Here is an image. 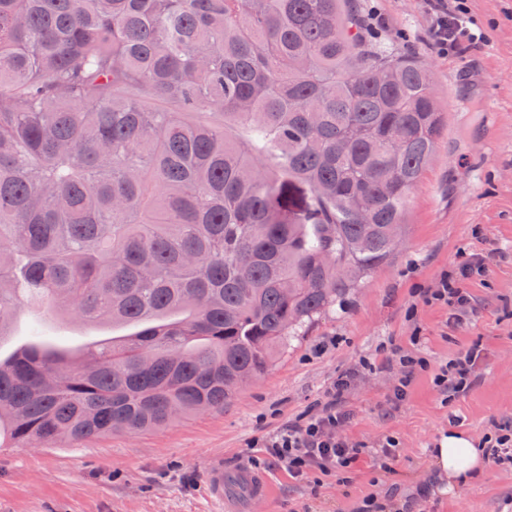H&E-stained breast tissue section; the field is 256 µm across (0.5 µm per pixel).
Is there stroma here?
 <instances>
[{"instance_id":"stroma-1","label":"stroma","mask_w":512,"mask_h":512,"mask_svg":"<svg viewBox=\"0 0 512 512\" xmlns=\"http://www.w3.org/2000/svg\"><path fill=\"white\" fill-rule=\"evenodd\" d=\"M466 4L481 39L462 55L441 56L428 44L426 0H360L362 13L382 18V45L428 64L446 116L439 147L410 195L403 246L360 274L223 410L139 434L0 448V512H216L207 490L210 464L223 461L228 474L249 467L262 455L258 438L306 413L350 370L357 377L344 396L349 419L338 434L374 447L397 438L391 469L365 455L349 481L330 476L316 485L272 466L265 470L269 498L243 501L237 512H363L373 499L409 503V512H512V466H486L448 492L433 480L429 456L448 426L481 439L496 425L512 424V0ZM465 254L486 258L488 271L466 282L470 304L452 324L447 309L425 305L419 291L437 287ZM35 329L73 350L128 333L27 311L0 341V353H12ZM475 340L484 353L467 393L443 403L430 373L422 372L391 408L399 378L391 349L418 347L436 366ZM424 485L428 495L417 499Z\"/></svg>"}]
</instances>
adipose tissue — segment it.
I'll list each match as a JSON object with an SVG mask.
<instances>
[{
    "instance_id": "adipose-tissue-1",
    "label": "adipose tissue",
    "mask_w": 512,
    "mask_h": 512,
    "mask_svg": "<svg viewBox=\"0 0 512 512\" xmlns=\"http://www.w3.org/2000/svg\"><path fill=\"white\" fill-rule=\"evenodd\" d=\"M486 459L482 443L453 428L440 433L430 450V461L438 479L447 480L452 488L466 484L478 475Z\"/></svg>"
}]
</instances>
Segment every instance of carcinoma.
<instances>
[{
	"instance_id": "1",
	"label": "carcinoma",
	"mask_w": 512,
	"mask_h": 512,
	"mask_svg": "<svg viewBox=\"0 0 512 512\" xmlns=\"http://www.w3.org/2000/svg\"><path fill=\"white\" fill-rule=\"evenodd\" d=\"M445 126L357 0H0V447L224 402L398 250ZM33 327H37L43 336L57 340L68 346L71 350L81 349L93 342L112 340V336L128 335L134 328L111 325L89 327L87 325L68 320L42 316L36 319L31 311L19 315L12 327L10 336L4 338L0 346L1 356L12 353L30 339Z\"/></svg>"
}]
</instances>
